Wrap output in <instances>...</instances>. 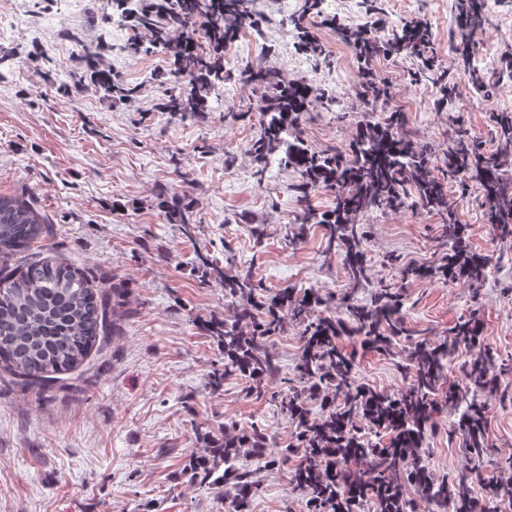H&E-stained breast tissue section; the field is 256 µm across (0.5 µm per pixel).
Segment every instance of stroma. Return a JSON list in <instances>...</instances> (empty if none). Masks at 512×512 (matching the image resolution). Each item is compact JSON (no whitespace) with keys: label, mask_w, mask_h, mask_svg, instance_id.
Masks as SVG:
<instances>
[{"label":"stroma","mask_w":512,"mask_h":512,"mask_svg":"<svg viewBox=\"0 0 512 512\" xmlns=\"http://www.w3.org/2000/svg\"><path fill=\"white\" fill-rule=\"evenodd\" d=\"M459 5L375 2L381 39L394 38L405 22H427L437 67L460 85L458 99L446 105L419 59L381 55L372 63L391 86L390 109L403 112L407 130L431 146L438 173L456 128L490 147L493 114L512 112V0H483L489 21L466 62L455 53ZM251 9L260 24L225 47L227 69L273 67L335 94L336 111L312 102L298 128L315 149H347L365 107L361 64L336 29L368 26L362 0H319L314 10L307 0H251ZM298 19L311 23L322 55L300 49ZM131 36L129 24L117 23L113 0H0V54L13 56L0 78V194L33 197L49 217L42 256L79 268L95 285L120 288L107 349L63 382L37 397L0 367V512H234L181 469L203 454L204 435L222 423L262 428L277 451L288 445L292 428L280 401L292 394L300 329L288 320L273 338L279 372L265 380L263 396L235 373L212 388L210 375L224 355L199 322L232 319L235 309L198 253L251 266L270 290L312 287L338 300L350 292L339 257L325 251L322 227H310L299 246L289 242L299 211L297 174L276 166L264 184L256 182L258 94L234 77L214 111H157L169 60L130 49ZM90 53L121 81L140 85L139 96L115 102L77 83ZM480 80L494 85L493 101L480 98ZM447 187L470 247L495 258L486 279L475 288L402 279L406 265L437 264L444 241L439 216L407 208L362 217L370 286L354 294L363 300L370 288L395 285L412 334L441 340L462 318L479 322L496 376L495 390L483 395L490 452L472 458L444 407L430 421L424 461L439 481L474 470L512 480L505 463L512 456V237L487 224L478 184L451 178ZM163 191L186 196L192 234L157 209ZM256 225L263 230L258 240L250 232ZM351 345L359 350L358 382L387 393L404 387L408 341L387 355L362 350L356 339ZM243 463L259 486L248 512H309L291 483V462L277 454L270 464L249 457Z\"/></svg>","instance_id":"35a3bbf8"}]
</instances>
